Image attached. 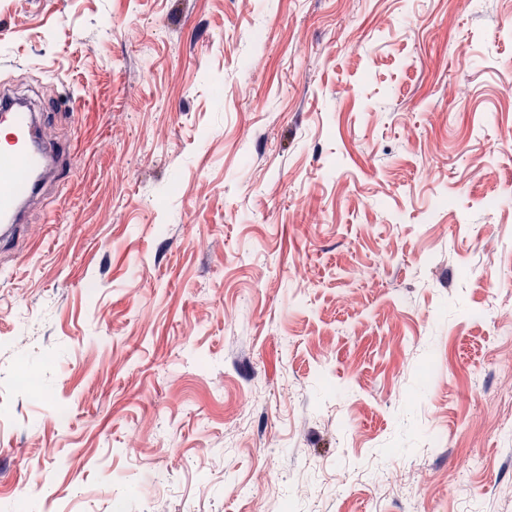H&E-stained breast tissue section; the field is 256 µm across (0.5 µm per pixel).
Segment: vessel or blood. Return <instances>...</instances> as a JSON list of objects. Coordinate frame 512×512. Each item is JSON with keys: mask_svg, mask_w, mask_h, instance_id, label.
Masks as SVG:
<instances>
[{"mask_svg": "<svg viewBox=\"0 0 512 512\" xmlns=\"http://www.w3.org/2000/svg\"><path fill=\"white\" fill-rule=\"evenodd\" d=\"M68 150L46 135L30 107L0 94V241L21 235L30 201L41 185L61 177Z\"/></svg>", "mask_w": 512, "mask_h": 512, "instance_id": "vessel-or-blood-1", "label": "vessel or blood"}]
</instances>
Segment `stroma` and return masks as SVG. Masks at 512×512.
<instances>
[{
  "instance_id": "1",
  "label": "stroma",
  "mask_w": 512,
  "mask_h": 512,
  "mask_svg": "<svg viewBox=\"0 0 512 512\" xmlns=\"http://www.w3.org/2000/svg\"><path fill=\"white\" fill-rule=\"evenodd\" d=\"M1 84L74 156L0 247L28 512H512V0H0Z\"/></svg>"
}]
</instances>
